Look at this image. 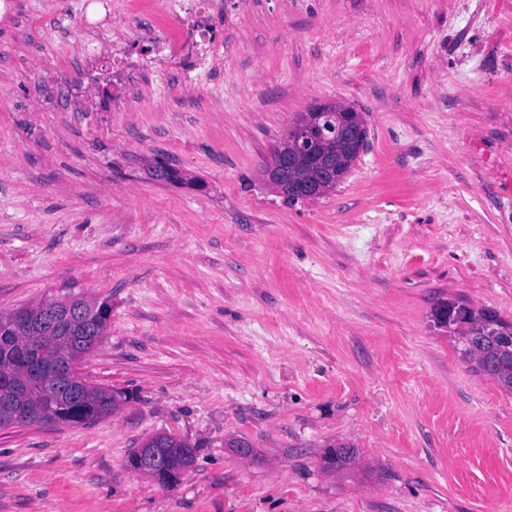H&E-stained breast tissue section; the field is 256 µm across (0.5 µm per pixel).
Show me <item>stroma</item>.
Masks as SVG:
<instances>
[{
	"instance_id": "35a3bbf8",
	"label": "stroma",
	"mask_w": 512,
	"mask_h": 512,
	"mask_svg": "<svg viewBox=\"0 0 512 512\" xmlns=\"http://www.w3.org/2000/svg\"><path fill=\"white\" fill-rule=\"evenodd\" d=\"M0 21V311L111 307L82 370L128 396L83 427L0 431V512H512V394L434 310L512 322V0H229L224 63L130 49L116 112L96 0ZM369 145L321 197L262 175L312 106ZM177 173L152 175L157 163ZM195 451L164 486L127 460ZM249 442L240 457L227 443ZM356 457L328 472V449ZM364 129L362 117L356 112V117H349L347 119L340 118V137L339 143H347L349 146H354L358 152L361 151L362 137L361 131Z\"/></svg>"
}]
</instances>
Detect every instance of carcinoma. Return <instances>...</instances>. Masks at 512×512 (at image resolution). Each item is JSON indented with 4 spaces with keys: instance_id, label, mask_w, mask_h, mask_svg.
I'll return each instance as SVG.
<instances>
[{
    "instance_id": "1",
    "label": "carcinoma",
    "mask_w": 512,
    "mask_h": 512,
    "mask_svg": "<svg viewBox=\"0 0 512 512\" xmlns=\"http://www.w3.org/2000/svg\"><path fill=\"white\" fill-rule=\"evenodd\" d=\"M316 128L332 136L338 121L333 105H315L305 113ZM476 316L497 320L511 332L483 336L482 360L498 367V385L512 394V323L489 311ZM109 316L99 313L81 296L40 302L0 314V420L3 427L34 425L85 426L114 414L125 401L122 394L89 382L80 371L96 347V337L108 330ZM34 358L41 364L38 379L18 367Z\"/></svg>"
}]
</instances>
